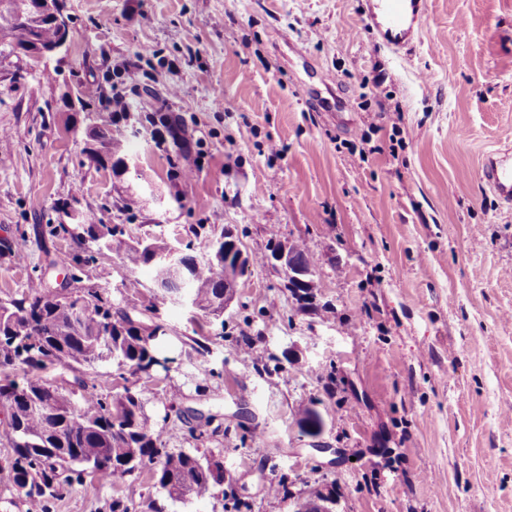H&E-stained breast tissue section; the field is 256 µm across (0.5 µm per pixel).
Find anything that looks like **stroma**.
I'll return each instance as SVG.
<instances>
[{"mask_svg": "<svg viewBox=\"0 0 512 512\" xmlns=\"http://www.w3.org/2000/svg\"><path fill=\"white\" fill-rule=\"evenodd\" d=\"M65 3L66 49L0 56V239L20 242L0 300L61 282L79 246L50 225H122L68 291L108 289L163 325L169 369L92 373L106 393L140 388L167 448L235 485L174 501L146 470L88 475L42 505L0 474V512H296L321 496L331 512H512V205L482 177L512 151V0H427L400 57L361 28L360 0ZM123 105L179 117L197 170L158 125L131 141L128 172L91 163L87 112ZM195 224L232 229L249 256L234 300L219 319L142 313L125 250L190 241ZM296 243L319 285L305 309L266 260ZM207 421L224 431L198 442Z\"/></svg>", "mask_w": 512, "mask_h": 512, "instance_id": "stroma-1", "label": "stroma"}]
</instances>
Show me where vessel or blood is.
<instances>
[{
    "instance_id": "b4317fda",
    "label": "vessel or blood",
    "mask_w": 512,
    "mask_h": 512,
    "mask_svg": "<svg viewBox=\"0 0 512 512\" xmlns=\"http://www.w3.org/2000/svg\"><path fill=\"white\" fill-rule=\"evenodd\" d=\"M424 0H365L361 19L375 29L379 40L395 50H412L421 35ZM483 178L503 201H512V165L492 156L487 159Z\"/></svg>"
}]
</instances>
